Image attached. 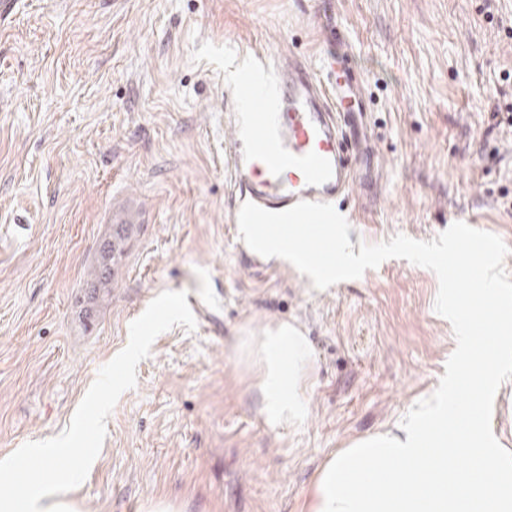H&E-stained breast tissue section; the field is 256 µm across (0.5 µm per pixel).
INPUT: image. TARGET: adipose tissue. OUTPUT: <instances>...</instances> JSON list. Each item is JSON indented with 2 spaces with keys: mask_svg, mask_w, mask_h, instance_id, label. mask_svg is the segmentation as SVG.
<instances>
[{
  "mask_svg": "<svg viewBox=\"0 0 512 512\" xmlns=\"http://www.w3.org/2000/svg\"><path fill=\"white\" fill-rule=\"evenodd\" d=\"M260 373V411L274 425H297L307 415L303 380L310 363L308 343L294 328L281 325L263 335L249 337L244 343ZM67 454L71 468L59 470L57 459ZM92 451L88 448H34L30 459L39 461L47 472L45 484L38 488L14 483L20 467L19 459L0 464V474L9 478L8 490L0 492V512H74L67 499L66 488L74 472L80 471Z\"/></svg>",
  "mask_w": 512,
  "mask_h": 512,
  "instance_id": "1",
  "label": "adipose tissue"
}]
</instances>
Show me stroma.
Instances as JSON below:
<instances>
[{
  "label": "stroma",
  "mask_w": 512,
  "mask_h": 512,
  "mask_svg": "<svg viewBox=\"0 0 512 512\" xmlns=\"http://www.w3.org/2000/svg\"><path fill=\"white\" fill-rule=\"evenodd\" d=\"M333 14L363 74L376 196L351 243L498 235L512 275V0H18L0 23V458L81 432L80 512H302L322 466L401 423L456 348L436 275L391 258L315 289L239 245L224 175L260 52L321 69ZM142 222L102 307L83 282L113 204ZM286 324L307 417L269 425L242 340Z\"/></svg>",
  "instance_id": "35a3bbf8"
}]
</instances>
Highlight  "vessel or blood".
<instances>
[{
    "mask_svg": "<svg viewBox=\"0 0 512 512\" xmlns=\"http://www.w3.org/2000/svg\"><path fill=\"white\" fill-rule=\"evenodd\" d=\"M354 51L346 36L328 44L324 75L300 60L277 69L266 91L258 66L245 92L249 109L232 116L234 136L225 174L235 194L228 220L237 223L244 203L282 211L296 203H333L356 182L357 162L377 171L379 161L364 136L361 102L350 95Z\"/></svg>",
    "mask_w": 512,
    "mask_h": 512,
    "instance_id": "vessel-or-blood-1",
    "label": "vessel or blood"
}]
</instances>
